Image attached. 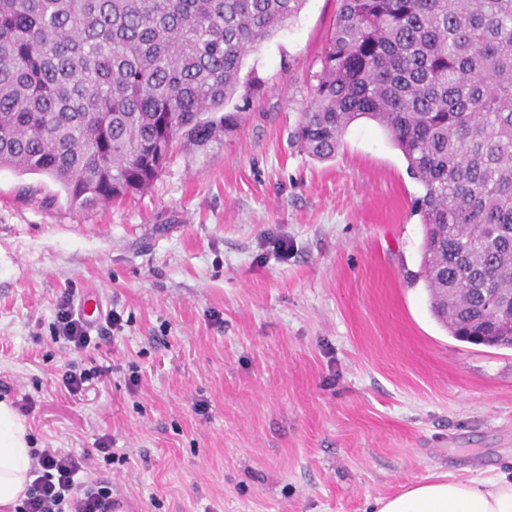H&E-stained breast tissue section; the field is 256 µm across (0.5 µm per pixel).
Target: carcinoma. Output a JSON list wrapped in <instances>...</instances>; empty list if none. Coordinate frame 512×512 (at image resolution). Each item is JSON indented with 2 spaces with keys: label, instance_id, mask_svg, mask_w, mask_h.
Wrapping results in <instances>:
<instances>
[{
  "label": "carcinoma",
  "instance_id": "1",
  "mask_svg": "<svg viewBox=\"0 0 512 512\" xmlns=\"http://www.w3.org/2000/svg\"><path fill=\"white\" fill-rule=\"evenodd\" d=\"M305 0H0V167L90 209L148 189L174 142L233 116L244 58ZM296 138L333 157L376 122L424 227L420 277L455 339L512 348V0H338Z\"/></svg>",
  "mask_w": 512,
  "mask_h": 512
}]
</instances>
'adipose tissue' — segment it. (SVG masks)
Segmentation results:
<instances>
[{"label":"adipose tissue","mask_w":512,"mask_h":512,"mask_svg":"<svg viewBox=\"0 0 512 512\" xmlns=\"http://www.w3.org/2000/svg\"><path fill=\"white\" fill-rule=\"evenodd\" d=\"M29 434L12 402L0 398V508L18 506L34 480ZM372 512H512V478L437 475L376 498Z\"/></svg>","instance_id":"1"}]
</instances>
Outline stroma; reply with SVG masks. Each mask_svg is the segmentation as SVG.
I'll return each mask as SVG.
<instances>
[{
	"label": "stroma",
	"instance_id": "35a3bbf8",
	"mask_svg": "<svg viewBox=\"0 0 512 512\" xmlns=\"http://www.w3.org/2000/svg\"><path fill=\"white\" fill-rule=\"evenodd\" d=\"M336 9L306 0L250 53L233 124L145 192L78 210L0 167V397L38 448H114L87 476L133 512H370L434 474H512V350L448 336L412 283L402 153L365 118L327 161L294 138ZM67 291L120 314L112 341H56Z\"/></svg>",
	"mask_w": 512,
	"mask_h": 512
}]
</instances>
